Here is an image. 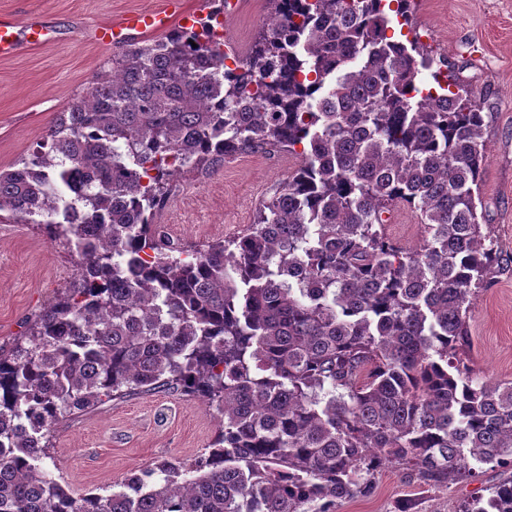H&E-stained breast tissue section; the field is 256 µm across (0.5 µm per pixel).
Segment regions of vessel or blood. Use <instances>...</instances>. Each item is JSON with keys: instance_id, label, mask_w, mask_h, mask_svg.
I'll use <instances>...</instances> for the list:
<instances>
[{"instance_id": "vessel-or-blood-1", "label": "vessel or blood", "mask_w": 512, "mask_h": 512, "mask_svg": "<svg viewBox=\"0 0 512 512\" xmlns=\"http://www.w3.org/2000/svg\"><path fill=\"white\" fill-rule=\"evenodd\" d=\"M191 17L182 0H169L163 10L132 12L112 24L98 27L97 41L102 46L128 43L133 37L170 31L175 25H188ZM45 32L24 26L12 19L0 20V57L14 54L24 45L43 42Z\"/></svg>"}]
</instances>
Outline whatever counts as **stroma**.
<instances>
[{
  "mask_svg": "<svg viewBox=\"0 0 512 512\" xmlns=\"http://www.w3.org/2000/svg\"><path fill=\"white\" fill-rule=\"evenodd\" d=\"M168 0H0V17H38L55 40L0 57V170L27 156L77 97L112 68V50L91 26L124 15L161 10ZM267 13L266 0H239L226 16L225 51L246 58ZM421 41L464 67L462 77L486 113L487 152L479 220L512 255V0H417ZM295 156L240 155L205 171L185 166L156 222L186 244L236 236L253 224L262 200L297 167ZM71 249L42 228L0 222V347L21 335L27 321L75 280ZM470 346L464 358L479 380L512 382V265L493 274L468 313ZM220 412L209 404L159 392L106 402L64 422L42 469L74 494L107 493L113 485L159 458L191 459L209 447ZM508 470L483 466L476 480L437 485L415 472L384 468L367 497L340 501L336 512H457L464 500L487 495Z\"/></svg>",
  "mask_w": 512,
  "mask_h": 512,
  "instance_id": "1",
  "label": "stroma"
}]
</instances>
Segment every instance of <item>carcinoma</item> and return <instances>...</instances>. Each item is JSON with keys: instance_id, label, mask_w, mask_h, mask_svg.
Wrapping results in <instances>:
<instances>
[{"instance_id": "1", "label": "carcinoma", "mask_w": 512, "mask_h": 512, "mask_svg": "<svg viewBox=\"0 0 512 512\" xmlns=\"http://www.w3.org/2000/svg\"><path fill=\"white\" fill-rule=\"evenodd\" d=\"M284 1L238 71L208 27L130 45L0 170V220L78 257L0 351V512H336L383 467L434 483L512 467V382L461 358L473 290L503 264L477 214L481 102L420 42L413 0L270 15ZM275 151L299 165L244 234L165 240L175 166ZM400 203L420 213L415 249L385 232ZM150 392L216 405L210 447L108 495L37 465L62 422ZM489 491L458 512H512V478Z\"/></svg>"}]
</instances>
